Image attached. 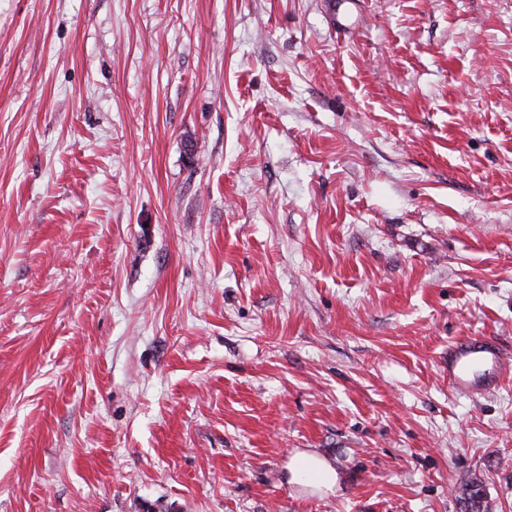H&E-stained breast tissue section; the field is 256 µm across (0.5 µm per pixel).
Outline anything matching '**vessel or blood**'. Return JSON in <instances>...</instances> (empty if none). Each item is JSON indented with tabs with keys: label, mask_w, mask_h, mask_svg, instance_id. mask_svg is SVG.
<instances>
[{
	"label": "vessel or blood",
	"mask_w": 512,
	"mask_h": 512,
	"mask_svg": "<svg viewBox=\"0 0 512 512\" xmlns=\"http://www.w3.org/2000/svg\"><path fill=\"white\" fill-rule=\"evenodd\" d=\"M504 363L500 347L481 336H469L448 346V380L465 396H481L497 389Z\"/></svg>",
	"instance_id": "b4317fda"
}]
</instances>
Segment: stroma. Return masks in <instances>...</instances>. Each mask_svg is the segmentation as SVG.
Returning a JSON list of instances; mask_svg holds the SVG:
<instances>
[{
  "label": "stroma",
  "mask_w": 512,
  "mask_h": 512,
  "mask_svg": "<svg viewBox=\"0 0 512 512\" xmlns=\"http://www.w3.org/2000/svg\"><path fill=\"white\" fill-rule=\"evenodd\" d=\"M463 336L512 357V0H0V512H512ZM448 381L461 395L481 396L501 384L505 357L498 345L469 336L448 345ZM457 501L462 512H493L492 506L484 493L482 483L477 477L471 478L459 490Z\"/></svg>",
  "instance_id": "1"
}]
</instances>
